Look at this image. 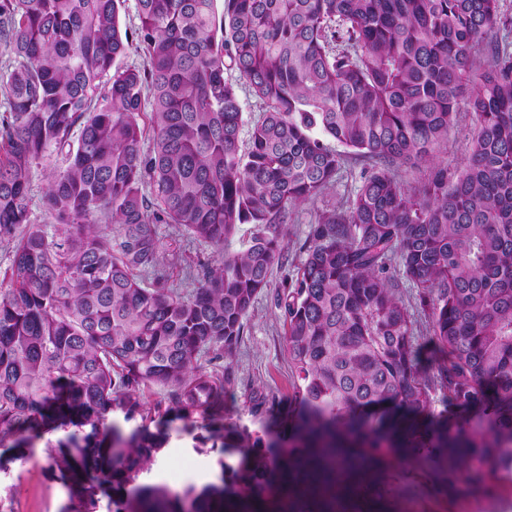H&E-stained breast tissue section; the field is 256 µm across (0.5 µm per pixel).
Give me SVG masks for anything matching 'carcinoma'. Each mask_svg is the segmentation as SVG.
Returning a JSON list of instances; mask_svg holds the SVG:
<instances>
[{"mask_svg":"<svg viewBox=\"0 0 512 512\" xmlns=\"http://www.w3.org/2000/svg\"><path fill=\"white\" fill-rule=\"evenodd\" d=\"M123 2L0 0L3 452L44 448L62 512L104 498L107 512H339L391 461L448 496L512 478V52L493 37L512 19L498 0H224L219 16L216 0H137L134 38ZM132 47L144 65H118ZM478 66L470 159L450 178L439 154ZM229 67L265 105L243 153ZM328 138L370 167L349 207L310 225L277 294L297 408L263 438L209 415L224 377L198 361L234 356L290 208L345 166ZM54 151V223L35 225L32 169ZM401 167L428 174L410 188ZM159 224L219 250L189 291L157 271ZM239 224L256 232L226 254ZM153 387L205 420L193 448L239 454L218 460L219 482H141L171 438L141 400ZM437 396L449 412L434 414Z\"/></svg>","mask_w":512,"mask_h":512,"instance_id":"obj_1","label":"carcinoma"}]
</instances>
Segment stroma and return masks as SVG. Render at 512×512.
Here are the masks:
<instances>
[{
    "mask_svg": "<svg viewBox=\"0 0 512 512\" xmlns=\"http://www.w3.org/2000/svg\"><path fill=\"white\" fill-rule=\"evenodd\" d=\"M475 118L467 98H460L448 133V148L441 159L449 174L462 171L468 161ZM366 166L350 160L322 195L290 209L283 226V257L275 266L270 283L255 299L243 324V334L235 356L226 363L224 422L262 432L272 404L287 408L293 395V377L283 341V317L276 295L290 285L303 254L310 224L317 214L348 205L360 186ZM163 247L176 252L177 264L162 263L174 287L189 288L190 272L213 264L219 249L199 241L173 225L159 227ZM183 422L173 419L171 439L152 463L164 472V481L180 489L209 482L218 472L219 451L197 452ZM66 490L52 471L43 451L26 459L8 460L0 466V512H60ZM349 512H512V489L501 488L497 495L466 494L455 498L436 493L433 476L404 463L385 466L379 480L347 504Z\"/></svg>",
    "mask_w": 512,
    "mask_h": 512,
    "instance_id": "1",
    "label": "stroma"
}]
</instances>
